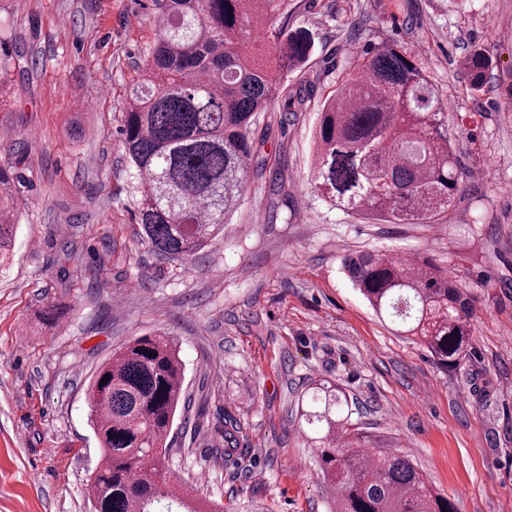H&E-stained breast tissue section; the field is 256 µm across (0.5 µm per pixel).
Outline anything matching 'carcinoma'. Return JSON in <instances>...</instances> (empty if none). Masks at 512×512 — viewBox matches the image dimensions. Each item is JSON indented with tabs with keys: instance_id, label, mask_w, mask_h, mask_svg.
Returning a JSON list of instances; mask_svg holds the SVG:
<instances>
[{
	"instance_id": "carcinoma-1",
	"label": "carcinoma",
	"mask_w": 512,
	"mask_h": 512,
	"mask_svg": "<svg viewBox=\"0 0 512 512\" xmlns=\"http://www.w3.org/2000/svg\"><path fill=\"white\" fill-rule=\"evenodd\" d=\"M284 0H163V18L142 79L123 112V149L138 180V218L162 260L210 244L240 203L255 155L258 114L284 93L313 44L275 25ZM491 58L462 62L479 90ZM12 55L0 53V112L11 98ZM323 102L315 130V194L357 215L390 224H432L458 191V160L447 116L425 69L394 45L353 61ZM18 177L0 168V261L18 223ZM369 306L427 350L456 367L471 340L473 305L448 272L407 258L370 253L345 261ZM184 364L166 332L128 340L112 352L88 388L91 427L100 444L86 488L97 512H158L169 499L180 512H213L168 474L175 415L186 405ZM352 411L332 384L313 388L301 417L314 433L323 482L335 512H457L404 455L385 448H341Z\"/></svg>"
}]
</instances>
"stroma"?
I'll list each match as a JSON object with an SVG mask.
<instances>
[{
    "mask_svg": "<svg viewBox=\"0 0 512 512\" xmlns=\"http://www.w3.org/2000/svg\"><path fill=\"white\" fill-rule=\"evenodd\" d=\"M160 14V0H0L4 49L27 62L0 113V167L22 184L0 267V512H91L89 383L156 330L185 364L168 465L197 498L332 512L297 415L329 381L349 396L363 447L408 456L457 512H512V0H287L282 16L313 52L285 88L307 83L309 99L260 113L266 174H250L212 246L169 262L138 235L120 134ZM385 43L422 63L448 114L460 189L433 224L356 216L311 189L321 101ZM477 48L492 65L474 91L461 63ZM365 251L436 265L465 287L472 336L456 370L394 335L352 286L342 260ZM55 304L62 316L42 321Z\"/></svg>",
    "mask_w": 512,
    "mask_h": 512,
    "instance_id": "35a3bbf8",
    "label": "stroma"
}]
</instances>
